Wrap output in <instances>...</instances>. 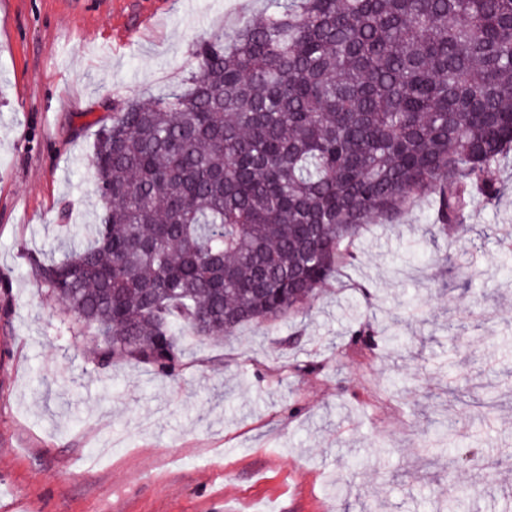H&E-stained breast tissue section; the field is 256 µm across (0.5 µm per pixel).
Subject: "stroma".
Instances as JSON below:
<instances>
[{
	"mask_svg": "<svg viewBox=\"0 0 512 512\" xmlns=\"http://www.w3.org/2000/svg\"><path fill=\"white\" fill-rule=\"evenodd\" d=\"M263 0H0V506L9 512H512V163L463 237L419 199L367 225L309 313L186 337L174 375L89 351L38 287L100 210L94 121L179 90ZM423 302L411 318L408 299ZM389 324L402 344L363 342ZM456 331V345L447 334Z\"/></svg>",
	"mask_w": 512,
	"mask_h": 512,
	"instance_id": "1",
	"label": "stroma"
}]
</instances>
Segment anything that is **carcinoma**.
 Returning <instances> with one entry per match:
<instances>
[{"mask_svg": "<svg viewBox=\"0 0 512 512\" xmlns=\"http://www.w3.org/2000/svg\"><path fill=\"white\" fill-rule=\"evenodd\" d=\"M185 87L97 121L87 244L33 260L97 364L173 375L189 331L308 310L363 225L463 235L512 158V0H268Z\"/></svg>", "mask_w": 512, "mask_h": 512, "instance_id": "1", "label": "carcinoma"}]
</instances>
